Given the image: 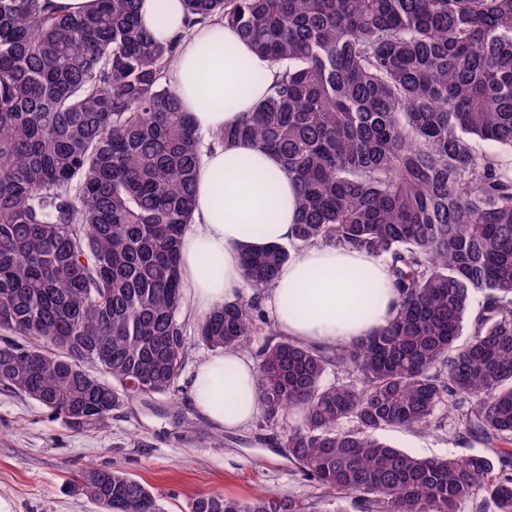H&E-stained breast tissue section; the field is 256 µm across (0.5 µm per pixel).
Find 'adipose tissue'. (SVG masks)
I'll list each match as a JSON object with an SVG mask.
<instances>
[{"mask_svg": "<svg viewBox=\"0 0 512 512\" xmlns=\"http://www.w3.org/2000/svg\"><path fill=\"white\" fill-rule=\"evenodd\" d=\"M139 20L161 42L180 39L166 81L198 131L235 126L265 95L256 74L269 64L221 25L187 27L181 0H140ZM234 96L227 110L222 98ZM297 218L296 186L277 157L254 141L204 154L193 222L184 233L180 270L198 311L235 301L244 279L242 254L287 244ZM396 302L386 264L364 252L312 246L281 266L264 304L277 329L305 343L336 345L385 325ZM257 368L246 355L220 351L200 360L193 403L210 424L247 426L259 414Z\"/></svg>", "mask_w": 512, "mask_h": 512, "instance_id": "adipose-tissue-1", "label": "adipose tissue"}]
</instances>
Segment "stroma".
Returning <instances> with one entry per match:
<instances>
[{"label": "stroma", "instance_id": "obj_1", "mask_svg": "<svg viewBox=\"0 0 512 512\" xmlns=\"http://www.w3.org/2000/svg\"><path fill=\"white\" fill-rule=\"evenodd\" d=\"M201 317L186 301L180 319L189 337L176 391L133 398L94 430H73L28 396L0 388V496L14 512H101L72 486L90 467L119 469L147 484L156 512H190L194 498L212 492L244 500L285 492L310 503L323 496L278 448L262 417L224 431L199 416L192 378L209 354L193 335ZM381 436L425 458L486 452L483 442L459 437L444 410L428 428L387 429Z\"/></svg>", "mask_w": 512, "mask_h": 512}]
</instances>
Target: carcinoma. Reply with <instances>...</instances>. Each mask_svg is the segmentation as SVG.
<instances>
[{
  "mask_svg": "<svg viewBox=\"0 0 512 512\" xmlns=\"http://www.w3.org/2000/svg\"><path fill=\"white\" fill-rule=\"evenodd\" d=\"M138 0L85 15L0 0V387L75 430L167 394L186 331L182 236L201 136L165 71L178 45ZM235 28L275 78L221 145L274 151L298 189L291 248L331 243L389 264L386 325L343 346L259 350L257 398L288 458L362 512H512V0H183ZM289 248V249H291ZM289 249L243 253L250 294L215 306L197 342L239 349ZM481 303L473 308V299ZM470 334L460 340L464 323ZM95 366L90 372L86 365ZM352 379L324 383L330 370ZM480 456L423 458L383 441L439 409ZM107 512H155L131 475L76 484ZM287 493H211L191 512H307Z\"/></svg>",
  "mask_w": 512,
  "mask_h": 512,
  "instance_id": "1",
  "label": "carcinoma"
}]
</instances>
